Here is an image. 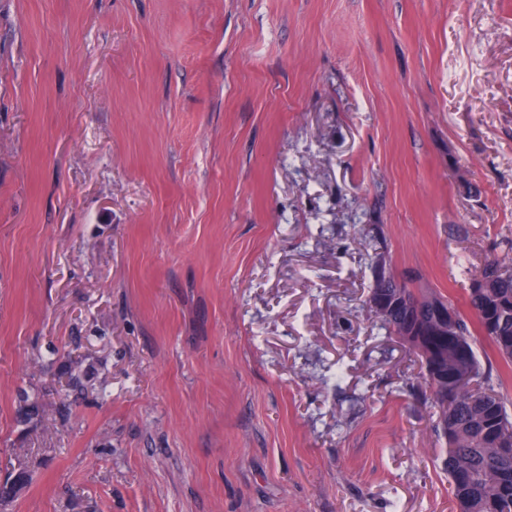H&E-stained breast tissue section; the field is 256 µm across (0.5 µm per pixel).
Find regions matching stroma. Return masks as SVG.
Returning a JSON list of instances; mask_svg holds the SVG:
<instances>
[{
    "label": "stroma",
    "mask_w": 512,
    "mask_h": 512,
    "mask_svg": "<svg viewBox=\"0 0 512 512\" xmlns=\"http://www.w3.org/2000/svg\"><path fill=\"white\" fill-rule=\"evenodd\" d=\"M507 238L512 0H0L6 512H456L363 305Z\"/></svg>",
    "instance_id": "35a3bbf8"
}]
</instances>
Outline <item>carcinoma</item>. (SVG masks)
Here are the masks:
<instances>
[{
  "instance_id": "obj_1",
  "label": "carcinoma",
  "mask_w": 512,
  "mask_h": 512,
  "mask_svg": "<svg viewBox=\"0 0 512 512\" xmlns=\"http://www.w3.org/2000/svg\"><path fill=\"white\" fill-rule=\"evenodd\" d=\"M371 270L365 313L421 360L457 512H512V415L476 348L481 336L512 363V242L471 275L467 314L379 254Z\"/></svg>"
}]
</instances>
